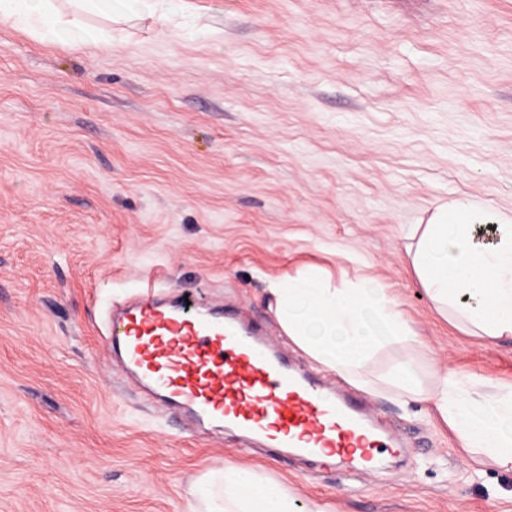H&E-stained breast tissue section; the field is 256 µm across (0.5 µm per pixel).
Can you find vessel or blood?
<instances>
[{"label":"vessel or blood","mask_w":512,"mask_h":512,"mask_svg":"<svg viewBox=\"0 0 512 512\" xmlns=\"http://www.w3.org/2000/svg\"><path fill=\"white\" fill-rule=\"evenodd\" d=\"M259 330L214 312L207 292L167 304L141 292L114 311L107 342L122 368L204 428L298 457L328 456L367 473L401 443L374 409L259 353Z\"/></svg>","instance_id":"obj_1"}]
</instances>
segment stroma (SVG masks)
Wrapping results in <instances>:
<instances>
[{
    "mask_svg": "<svg viewBox=\"0 0 512 512\" xmlns=\"http://www.w3.org/2000/svg\"><path fill=\"white\" fill-rule=\"evenodd\" d=\"M111 29L100 51L0 23V512H188L227 462L297 512H512V466L377 386L406 358L426 390L445 368L512 384V340L443 319L405 249L439 205L512 211V0H183ZM304 265L382 283L420 344L362 386L314 368L264 291ZM149 282L209 290L405 456L347 475L164 412L104 346Z\"/></svg>",
    "mask_w": 512,
    "mask_h": 512,
    "instance_id": "1",
    "label": "stroma"
}]
</instances>
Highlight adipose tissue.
<instances>
[{"label":"adipose tissue","mask_w":512,"mask_h":512,"mask_svg":"<svg viewBox=\"0 0 512 512\" xmlns=\"http://www.w3.org/2000/svg\"><path fill=\"white\" fill-rule=\"evenodd\" d=\"M168 12L182 0H75L77 14L66 17L55 0H0V22L20 23L45 44L98 49L111 41L104 28L81 21L84 13L105 18L129 12ZM493 223L496 241L479 244L474 227ZM407 256L421 288L441 315L492 340L512 339V214L490 217L472 200L438 207L427 223L407 232ZM266 291L286 336L318 366L362 382L371 358L393 343L420 338L387 289L376 282L335 280L313 268L270 279ZM402 399L430 397L435 412L457 434L466 451L500 466L512 465V385L487 396L476 380L454 371L437 372L432 392H424L411 361L400 362L385 381ZM191 493L190 512H294L287 488L259 473L243 475L233 464L204 473Z\"/></svg>","instance_id":"adipose-tissue-1"}]
</instances>
